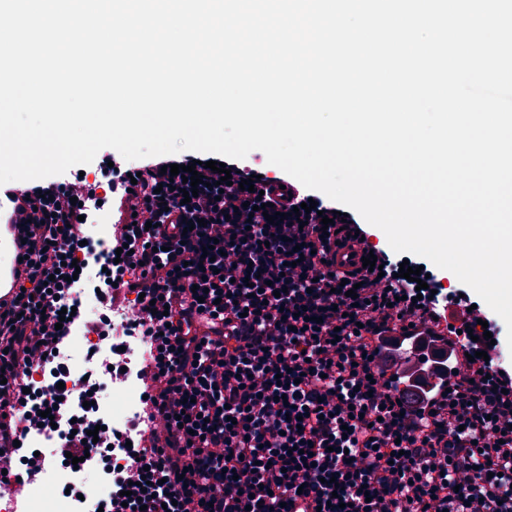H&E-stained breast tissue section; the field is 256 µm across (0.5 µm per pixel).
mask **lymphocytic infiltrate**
Here are the masks:
<instances>
[{
    "mask_svg": "<svg viewBox=\"0 0 512 512\" xmlns=\"http://www.w3.org/2000/svg\"><path fill=\"white\" fill-rule=\"evenodd\" d=\"M170 163L151 158L134 181L98 166L78 195L32 185L28 274L0 302V496L35 460L30 416L85 384L58 342L78 328L94 363L111 315L132 311L139 415L96 456L84 420L52 431L58 463L122 460L104 512H512V369L468 360L478 315L457 311L458 289L433 275L416 292L382 250V272L337 267L359 224L321 200L294 216L310 198L299 181L230 160L232 185L200 168L187 203ZM100 207L115 233L93 242ZM76 273L95 279L96 314L63 321Z\"/></svg>",
    "mask_w": 512,
    "mask_h": 512,
    "instance_id": "1",
    "label": "lymphocytic infiltrate"
}]
</instances>
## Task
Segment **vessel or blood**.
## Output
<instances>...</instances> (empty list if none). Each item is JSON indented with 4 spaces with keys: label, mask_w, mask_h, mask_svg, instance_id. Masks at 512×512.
<instances>
[{
    "label": "vessel or blood",
    "mask_w": 512,
    "mask_h": 512,
    "mask_svg": "<svg viewBox=\"0 0 512 512\" xmlns=\"http://www.w3.org/2000/svg\"><path fill=\"white\" fill-rule=\"evenodd\" d=\"M26 195V190L15 183L0 185V250L7 252L6 258H0V302L14 298L24 275L18 261L24 251L18 226L31 210Z\"/></svg>",
    "instance_id": "1"
}]
</instances>
